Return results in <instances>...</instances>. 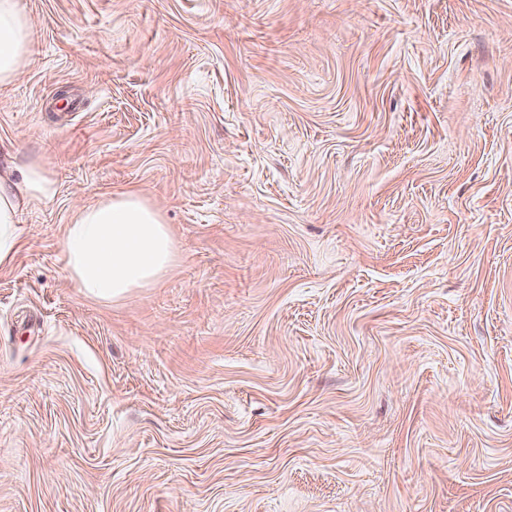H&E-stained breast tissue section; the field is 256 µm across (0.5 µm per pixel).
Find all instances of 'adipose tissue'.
Returning <instances> with one entry per match:
<instances>
[{"instance_id": "adipose-tissue-1", "label": "adipose tissue", "mask_w": 512, "mask_h": 512, "mask_svg": "<svg viewBox=\"0 0 512 512\" xmlns=\"http://www.w3.org/2000/svg\"><path fill=\"white\" fill-rule=\"evenodd\" d=\"M32 27L21 0H0V86L10 84L28 59ZM54 195L55 182L39 161H29L17 181L0 170V269L11 265L18 252L20 207L51 201ZM63 253L76 288L99 301L154 286L176 259L161 211L136 191L75 207L64 229Z\"/></svg>"}]
</instances>
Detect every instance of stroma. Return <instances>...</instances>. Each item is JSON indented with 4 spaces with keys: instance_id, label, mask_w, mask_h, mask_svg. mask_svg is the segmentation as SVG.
I'll use <instances>...</instances> for the list:
<instances>
[{
    "instance_id": "obj_1",
    "label": "stroma",
    "mask_w": 512,
    "mask_h": 512,
    "mask_svg": "<svg viewBox=\"0 0 512 512\" xmlns=\"http://www.w3.org/2000/svg\"><path fill=\"white\" fill-rule=\"evenodd\" d=\"M0 512H512V0H23ZM178 259L99 302L76 205ZM55 182L49 170L37 160H30L21 180H13L9 171L0 170V269L11 265L20 242L17 215L25 203L51 201ZM66 270L76 288L99 301L150 288L171 269L175 243L159 209L136 191L76 206L63 238Z\"/></svg>"
}]
</instances>
